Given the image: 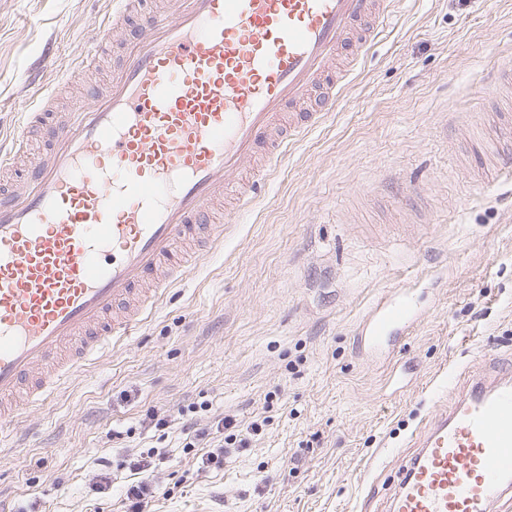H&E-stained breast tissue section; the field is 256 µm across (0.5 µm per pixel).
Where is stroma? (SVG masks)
I'll use <instances>...</instances> for the list:
<instances>
[{
  "instance_id": "35a3bbf8",
  "label": "stroma",
  "mask_w": 512,
  "mask_h": 512,
  "mask_svg": "<svg viewBox=\"0 0 512 512\" xmlns=\"http://www.w3.org/2000/svg\"><path fill=\"white\" fill-rule=\"evenodd\" d=\"M110 0H0V136L40 86L103 90L119 62L84 60ZM323 123L261 195L225 216L142 326L0 430V512H125L122 468L159 448L152 512H384L411 437L493 358H512V183L489 168L512 87V0H397ZM407 294L393 348L357 345L365 317ZM208 427H263L202 470ZM165 418L144 424L147 414ZM112 487L97 489L101 460Z\"/></svg>"
}]
</instances>
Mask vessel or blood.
<instances>
[{
    "label": "vessel or blood",
    "mask_w": 512,
    "mask_h": 512,
    "mask_svg": "<svg viewBox=\"0 0 512 512\" xmlns=\"http://www.w3.org/2000/svg\"><path fill=\"white\" fill-rule=\"evenodd\" d=\"M113 0L91 55L128 18L134 33L102 92L75 101L19 192H0V425L142 323L197 258L213 206L254 201L321 123L394 0ZM320 90L316 107L309 95ZM415 320L406 296L378 304L358 340L380 349ZM389 512H490L512 495V372L467 380L416 434Z\"/></svg>",
    "instance_id": "obj_1"
}]
</instances>
